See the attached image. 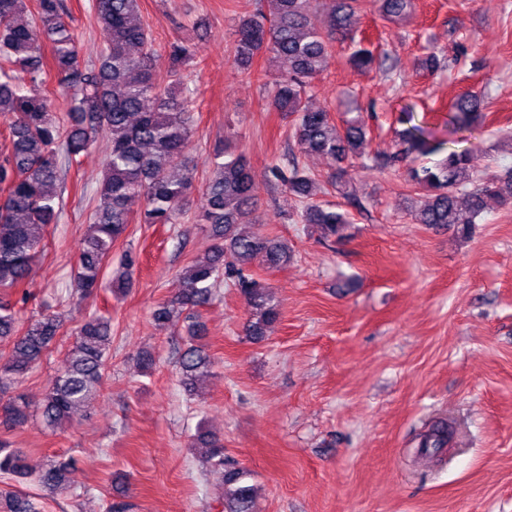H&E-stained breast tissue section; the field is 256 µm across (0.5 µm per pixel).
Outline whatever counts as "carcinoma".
<instances>
[{
	"label": "carcinoma",
	"instance_id": "cac0c4a2",
	"mask_svg": "<svg viewBox=\"0 0 512 512\" xmlns=\"http://www.w3.org/2000/svg\"><path fill=\"white\" fill-rule=\"evenodd\" d=\"M370 1L386 21L401 19L411 6V0H331V25L324 29L315 19L313 0H259L235 30L234 63L249 72L262 57L275 67L272 110L292 118V138L303 152L317 153L331 166L324 180L300 166L292 154L272 166L274 179L297 198L298 223L317 226L325 240L345 238L351 217L341 205L320 196L332 190L364 210L352 174L369 159L364 152L368 125L362 116L337 124L330 111L310 105L307 88L328 68L333 44L355 39L351 18ZM140 2L93 0L91 20L106 40L99 58L89 62L80 57L66 0H0V118L7 123L0 146V341L10 344L8 352L0 353V422L6 425L26 426L35 403L44 427H60L88 406L107 368L112 319L93 314L76 329L65 365L50 377L43 396L34 402L15 392L64 327L53 312L25 323L20 313L28 301L23 287L30 266L51 226L61 221L66 178L81 154L100 136L108 138L99 198L78 248L81 297L102 286L112 249L133 216L143 224H176L191 209L196 177L189 148L199 87L188 66L199 57V48L187 36L169 41L164 47L166 78L157 80L160 54L141 20ZM390 59V54L378 55L361 43L350 63L388 72ZM413 120V108L401 110L396 123L404 129L395 131L394 151L372 159L382 172L412 162L406 182L412 190L424 191L423 202L412 210L415 223L454 228L466 236L481 218L486 199L512 203V169L481 180L471 168L470 150L455 147L459 140H438L428 124ZM484 121L473 95L451 106L448 124L455 133ZM443 150L446 156L433 164L419 162ZM255 205L247 158L224 147L200 186L197 222L208 227L212 244L192 259L176 295L155 310L159 328L184 311L208 307L220 282L228 280L249 311L245 335L255 342L268 336L279 319L278 304L250 273L249 264L274 268L289 256L280 242L240 229ZM138 262L136 253L124 251V272L117 279L121 287L130 284ZM202 339V325L194 320L178 351L180 380L187 391L211 368ZM194 440L206 448V470L220 474L224 482V512H254L250 471L229 460L224 443L209 430L198 428ZM448 440V428L437 424L422 435L420 452L435 454ZM0 474L8 476L0 485V512H41L34 496L14 487L15 478L52 493L65 492L76 482L73 458L36 460L3 439Z\"/></svg>",
	"mask_w": 512,
	"mask_h": 512
}]
</instances>
